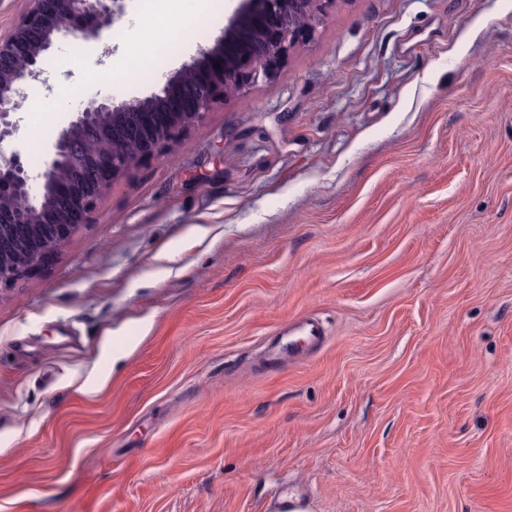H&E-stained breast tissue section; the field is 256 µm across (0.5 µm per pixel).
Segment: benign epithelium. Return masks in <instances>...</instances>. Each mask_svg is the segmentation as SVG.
<instances>
[{"instance_id": "benign-epithelium-1", "label": "benign epithelium", "mask_w": 512, "mask_h": 512, "mask_svg": "<svg viewBox=\"0 0 512 512\" xmlns=\"http://www.w3.org/2000/svg\"><path fill=\"white\" fill-rule=\"evenodd\" d=\"M28 2L0 37V288L38 271L104 194L169 151L225 97L270 80L324 19L323 0H244L224 31L160 92L120 102L85 98L33 173L13 149L25 89L46 83L43 63L59 42H98L122 14L123 0Z\"/></svg>"}]
</instances>
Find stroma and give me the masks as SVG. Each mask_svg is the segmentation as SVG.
<instances>
[{
  "label": "stroma",
  "instance_id": "stroma-1",
  "mask_svg": "<svg viewBox=\"0 0 512 512\" xmlns=\"http://www.w3.org/2000/svg\"><path fill=\"white\" fill-rule=\"evenodd\" d=\"M196 13L124 0L59 44L41 169L84 95ZM111 55H103V45ZM302 315L326 333L264 361ZM123 351L101 355L104 336ZM512 512V0H329L274 76L120 180L0 291V512Z\"/></svg>",
  "mask_w": 512,
  "mask_h": 512
}]
</instances>
